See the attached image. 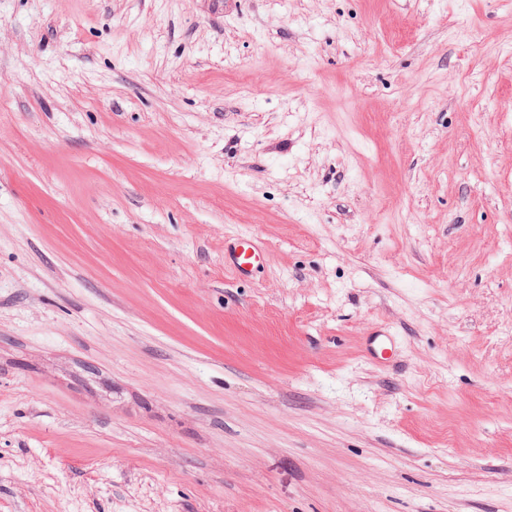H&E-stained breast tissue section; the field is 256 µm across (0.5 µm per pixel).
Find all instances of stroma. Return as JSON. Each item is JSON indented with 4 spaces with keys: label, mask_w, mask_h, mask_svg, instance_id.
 I'll use <instances>...</instances> for the list:
<instances>
[{
    "label": "stroma",
    "mask_w": 512,
    "mask_h": 512,
    "mask_svg": "<svg viewBox=\"0 0 512 512\" xmlns=\"http://www.w3.org/2000/svg\"><path fill=\"white\" fill-rule=\"evenodd\" d=\"M0 512H512V0H0ZM262 259L263 248L256 238L238 237L227 250L225 265L241 277L248 275Z\"/></svg>",
    "instance_id": "35a3bbf8"
}]
</instances>
